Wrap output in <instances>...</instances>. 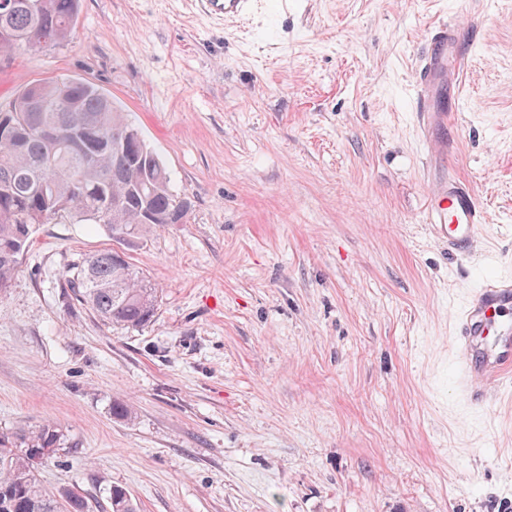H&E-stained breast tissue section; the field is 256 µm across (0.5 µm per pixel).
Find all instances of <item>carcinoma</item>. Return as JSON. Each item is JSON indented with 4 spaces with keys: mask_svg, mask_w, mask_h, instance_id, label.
<instances>
[{
    "mask_svg": "<svg viewBox=\"0 0 512 512\" xmlns=\"http://www.w3.org/2000/svg\"><path fill=\"white\" fill-rule=\"evenodd\" d=\"M7 1L0 55L68 40L80 0ZM8 139L0 140V289L24 255L32 228L64 216L105 225L112 238H140L164 224H181L191 203L174 196L169 174L150 148L128 136L133 126L114 102L86 80L34 83L9 105ZM82 129L76 146L63 134ZM68 200L71 208L56 210ZM66 287L83 306L116 328L140 327L157 312V288L124 254L102 250L69 269ZM68 435L52 422L0 435V512H86L75 490L45 488L25 448H65ZM112 512H137L126 490L112 487Z\"/></svg>",
    "mask_w": 512,
    "mask_h": 512,
    "instance_id": "1",
    "label": "carcinoma"
}]
</instances>
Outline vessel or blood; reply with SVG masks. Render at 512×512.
Wrapping results in <instances>:
<instances>
[{
    "instance_id": "b4317fda",
    "label": "vessel or blood",
    "mask_w": 512,
    "mask_h": 512,
    "mask_svg": "<svg viewBox=\"0 0 512 512\" xmlns=\"http://www.w3.org/2000/svg\"><path fill=\"white\" fill-rule=\"evenodd\" d=\"M252 0H204L209 14L235 17L246 13ZM460 28L436 27L414 73L413 90L420 137L428 152L451 158L456 143L445 137L461 108ZM426 221L448 249L466 259L477 250L479 229L486 216L473 192L460 185L454 167L442 180L432 181L425 207ZM458 353L457 391L475 404H486L496 384L512 375V278L485 279L455 311Z\"/></svg>"
}]
</instances>
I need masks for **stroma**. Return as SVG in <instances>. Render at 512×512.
I'll return each instance as SVG.
<instances>
[{"label":"stroma","instance_id":"1","mask_svg":"<svg viewBox=\"0 0 512 512\" xmlns=\"http://www.w3.org/2000/svg\"><path fill=\"white\" fill-rule=\"evenodd\" d=\"M464 23L455 162L487 212L460 261L423 222L445 162L418 138L412 71ZM83 79L189 199L186 223L113 240L34 226L0 290V433L69 444L47 486L111 512H512V378L455 391L453 309L512 276V0H81L74 41L0 58V107ZM116 248L158 290L113 329L64 275ZM128 406L130 418L112 414ZM252 0H204L205 10L209 15L235 17L246 13Z\"/></svg>","mask_w":512,"mask_h":512}]
</instances>
